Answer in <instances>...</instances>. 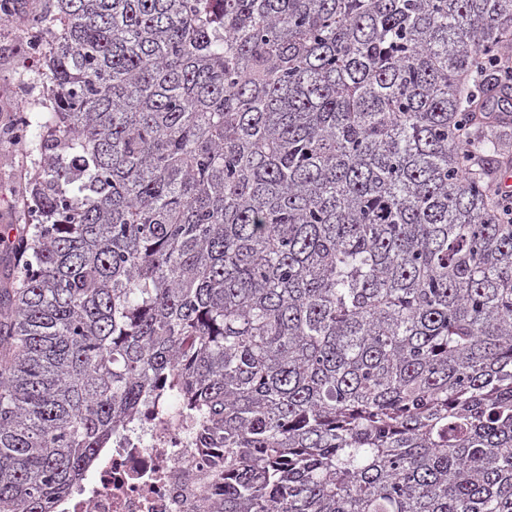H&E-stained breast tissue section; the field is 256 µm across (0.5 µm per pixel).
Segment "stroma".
<instances>
[{
    "instance_id": "35a3bbf8",
    "label": "stroma",
    "mask_w": 512,
    "mask_h": 512,
    "mask_svg": "<svg viewBox=\"0 0 512 512\" xmlns=\"http://www.w3.org/2000/svg\"><path fill=\"white\" fill-rule=\"evenodd\" d=\"M27 29L20 19L0 25V275L13 264L10 243L26 228L27 213L20 190L37 154L8 139L18 115L39 124L48 110L37 78L39 61L27 53Z\"/></svg>"
}]
</instances>
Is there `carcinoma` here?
I'll return each mask as SVG.
<instances>
[{
    "mask_svg": "<svg viewBox=\"0 0 512 512\" xmlns=\"http://www.w3.org/2000/svg\"><path fill=\"white\" fill-rule=\"evenodd\" d=\"M52 33L0 289V512L163 388L212 512H512V0H0Z\"/></svg>",
    "mask_w": 512,
    "mask_h": 512,
    "instance_id": "carcinoma-1",
    "label": "carcinoma"
}]
</instances>
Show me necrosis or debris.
<instances>
[{
    "label": "necrosis or debris",
    "instance_id": "necrosis-or-debris-1",
    "mask_svg": "<svg viewBox=\"0 0 512 512\" xmlns=\"http://www.w3.org/2000/svg\"><path fill=\"white\" fill-rule=\"evenodd\" d=\"M211 460L172 399L148 400L65 512H210L218 499L203 481Z\"/></svg>",
    "mask_w": 512,
    "mask_h": 512
}]
</instances>
